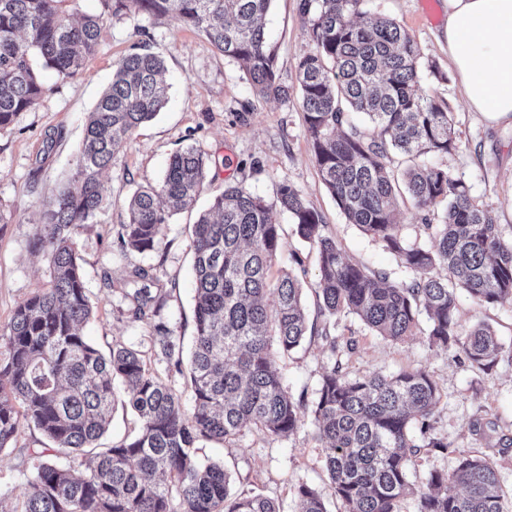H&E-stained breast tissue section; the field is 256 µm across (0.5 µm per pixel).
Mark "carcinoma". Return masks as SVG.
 Wrapping results in <instances>:
<instances>
[{
  "mask_svg": "<svg viewBox=\"0 0 512 512\" xmlns=\"http://www.w3.org/2000/svg\"><path fill=\"white\" fill-rule=\"evenodd\" d=\"M104 2L113 16L166 18L201 33L238 65L258 97L292 98L265 38L271 0ZM362 2L300 0L312 47L297 63V87L313 159L337 207L394 253L413 279L393 283L387 273L346 259L288 179L281 180L274 204L228 185L192 229L190 407L137 350L121 341L106 354L94 347L81 332L92 307L75 236L102 206L100 174L166 103L160 58L147 52L118 58L111 84L88 113L72 179L39 214L36 249L49 265V286L18 305L0 329L8 349L0 363V450L23 421L52 443L33 452L22 512H279L268 498L232 493L224 466L196 460L203 439L225 441L250 429L283 438L298 429L303 400L289 395L274 365L301 345L308 325L298 277L285 272L270 279L282 246L279 208L318 255L324 315L353 313L399 342L416 335L424 312L422 334L430 346L460 351L483 372L498 366L504 346L491 326L459 332L458 291L479 303H512V241L501 237L494 212L477 205L461 179L416 162L456 148L447 106L418 93L421 52L396 20H353ZM76 3L0 0V129L43 95L35 59L64 79L95 53L103 16L78 19ZM397 154L410 164L394 166ZM208 170L209 159L197 147L176 152L158 184L130 197L120 247L155 250L162 227L204 190ZM403 192L423 213L429 247L398 233L395 200ZM129 282L135 287L121 289L117 312L154 320L157 355L182 372L180 339L158 320L163 297L152 289L156 273L135 266ZM117 380L138 432L96 452L76 477L48 451L76 458L96 447L110 423ZM439 400L423 368L350 377L335 365L322 374L312 413L345 512H400L410 493L416 512H509L495 462L485 456L461 451L451 473L432 471L420 485L410 483L421 449L450 448L431 434ZM296 495L300 512H327L316 489L302 484Z\"/></svg>",
  "mask_w": 512,
  "mask_h": 512,
  "instance_id": "cac0c4a2",
  "label": "carcinoma"
}]
</instances>
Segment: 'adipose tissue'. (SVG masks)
I'll return each instance as SVG.
<instances>
[{
	"mask_svg": "<svg viewBox=\"0 0 512 512\" xmlns=\"http://www.w3.org/2000/svg\"><path fill=\"white\" fill-rule=\"evenodd\" d=\"M448 59L467 105L512 121V0H446Z\"/></svg>",
	"mask_w": 512,
	"mask_h": 512,
	"instance_id": "1",
	"label": "adipose tissue"
}]
</instances>
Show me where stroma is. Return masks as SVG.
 Wrapping results in <instances>:
<instances>
[{
  "label": "stroma",
  "instance_id": "1",
  "mask_svg": "<svg viewBox=\"0 0 512 512\" xmlns=\"http://www.w3.org/2000/svg\"><path fill=\"white\" fill-rule=\"evenodd\" d=\"M298 3L273 0L266 17L275 66L288 85L294 84L298 59L310 47ZM361 9L370 17L396 19L419 46L425 65L419 87L423 94L447 103L454 125L455 150L434 157L433 162L462 179L477 204L494 210L502 238L511 241L512 123L489 120L464 105L448 66L442 23L445 0H364ZM104 17L96 53L84 69L66 79L44 71L45 93L39 104L0 130V327L7 326L19 304L48 285L49 267L34 247L38 214L75 170L87 114L112 81L113 60L138 45L163 60L168 102L135 132L103 173L104 203L94 222L77 234L83 280L93 307L83 328L91 344L105 351L118 340L140 350L167 384L186 393L184 376L167 372L165 363L154 355L152 321H133L118 314L119 290L133 266L154 268L165 298L159 317L180 336L183 346H190L195 329L191 226L211 197L230 183L243 184L272 203L281 178H288L322 215L327 234L347 258L388 272L396 283L411 279V272L393 254L348 223L337 208L312 159L298 99L257 97L238 66L201 34L145 16ZM189 145L200 147L211 160L199 200L192 209L172 217L155 251H121L117 231L128 221L130 196L138 186L158 181L170 157ZM277 220L282 227V251L271 275L276 278L290 270L299 276L308 323L316 329L295 352L276 361L289 394L304 401L299 428L287 438L251 429L226 442L203 440L198 444V461L223 464L234 490L270 498L280 512H299L296 489L302 484L319 491L328 512H344L334 495L325 468L327 451L316 438L311 414L321 375L337 361L353 377L423 367L440 392L432 433L451 443L452 449L444 453L422 449L411 481L421 482L433 470H451L453 451L458 448L488 455L505 493L511 494L512 451L500 453L498 440L512 438V361L503 360L485 373L472 368L465 356L429 346L423 336L403 342L377 336L358 316L348 313L338 314L334 326H326L314 290L319 274L315 254L295 236L288 213L278 212ZM458 321L464 332L482 322L489 324L505 349L512 350V304H480L463 293ZM325 327L335 336L337 350H330L319 336V329ZM46 442L40 430L24 423L10 446L0 450V504L11 512L21 508L28 493L30 453Z\"/></svg>",
  "mask_w": 512,
  "mask_h": 512
}]
</instances>
